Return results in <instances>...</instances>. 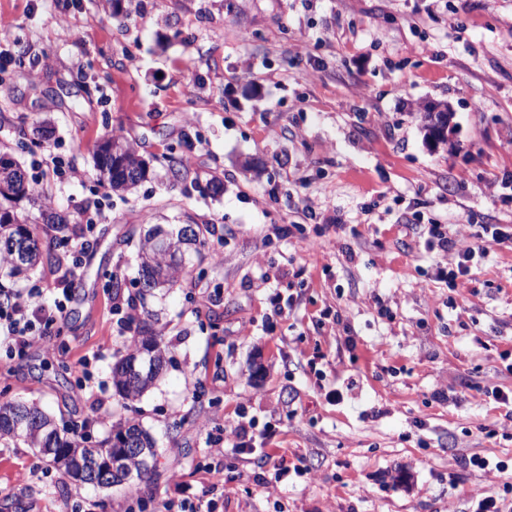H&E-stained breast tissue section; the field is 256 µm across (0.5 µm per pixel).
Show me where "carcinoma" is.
I'll use <instances>...</instances> for the list:
<instances>
[{"mask_svg": "<svg viewBox=\"0 0 512 512\" xmlns=\"http://www.w3.org/2000/svg\"><path fill=\"white\" fill-rule=\"evenodd\" d=\"M453 116L444 103L427 104L419 108L417 118L431 138L436 125L443 119ZM95 166L100 179L107 182L114 191H130L146 178L145 161L136 148L121 137L114 135L96 146ZM32 195L25 173L9 158L0 156V201H17ZM157 227L149 229L143 237L140 250V284L142 290L150 292L156 288L172 287L179 282L183 273V259L175 258L176 250L189 249L183 240L182 229L167 232L169 246L161 247L154 241ZM44 224L0 206V269H29L51 254L41 249ZM27 243L25 255L14 248L15 242ZM135 350L120 358L112 366V379L119 396L133 400L147 390L163 372L167 357L161 340L151 323L143 319L137 328L134 339ZM27 419V424L16 427V422ZM24 436L30 447L50 454L53 463L64 474H70V464L76 459L95 457L99 460L110 458L124 437L137 444L154 447L150 433L137 423L127 422L115 429L113 439H108L92 448L81 444L74 437L60 434L54 421L37 405L5 402L0 404V438Z\"/></svg>", "mask_w": 512, "mask_h": 512, "instance_id": "obj_1", "label": "carcinoma"}]
</instances>
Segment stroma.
Listing matches in <instances>:
<instances>
[{
    "mask_svg": "<svg viewBox=\"0 0 512 512\" xmlns=\"http://www.w3.org/2000/svg\"><path fill=\"white\" fill-rule=\"evenodd\" d=\"M0 0V155L33 200L67 215L53 262L0 289L53 302L55 260L103 204L54 350L0 358V402L40 405L79 441L125 421L157 440L155 472L75 486L20 438L0 440V512H471L481 488L512 512V240L468 276L436 279L428 228L512 233V0ZM453 112L433 148L415 111ZM118 135L148 162L129 192L93 149ZM56 149L81 177L32 166ZM224 183L221 194L209 188ZM205 226L177 287L142 295L140 240ZM151 317L168 364L139 398L112 383L132 349L115 307ZM93 359L78 389L74 365ZM268 439L206 470L238 420ZM501 470L468 466L472 456ZM296 467L305 477L293 475ZM288 469L275 480L276 469Z\"/></svg>",
    "mask_w": 512,
    "mask_h": 512,
    "instance_id": "35a3bbf8",
    "label": "stroma"
}]
</instances>
